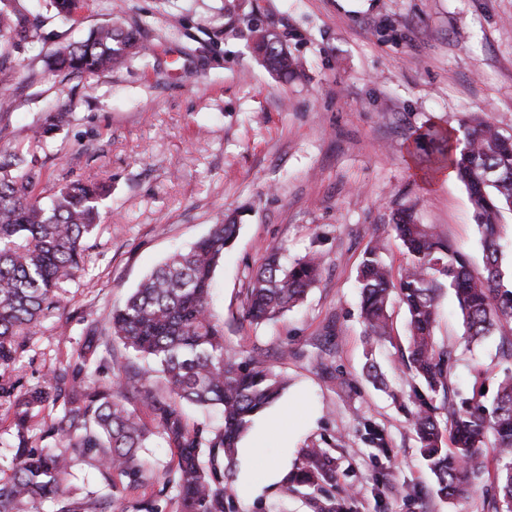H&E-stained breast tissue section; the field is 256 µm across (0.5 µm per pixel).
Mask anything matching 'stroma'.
<instances>
[{"label":"stroma","mask_w":512,"mask_h":512,"mask_svg":"<svg viewBox=\"0 0 512 512\" xmlns=\"http://www.w3.org/2000/svg\"><path fill=\"white\" fill-rule=\"evenodd\" d=\"M25 5L37 31L18 47L0 40L16 72L0 149L40 158L42 197L81 178L111 190L82 275L63 284L60 309L26 339L5 379L43 383L90 322L107 327L113 307L173 248L232 214L240 231L216 276L224 338L286 374L289 398L313 415L296 446L333 457L324 495L348 512H486L481 484L452 504L436 497L410 430L405 311L393 306L390 341L369 339L356 277L374 238L389 265H405L391 226L404 206L480 261L464 185L431 182L419 159L434 147L416 135L455 134L474 116L512 133V0H88L69 20L44 0ZM117 15L143 23L150 56L114 72L47 71L58 49ZM254 19L306 59L307 81L280 78L255 57ZM65 103L70 123L47 144L32 140L43 114ZM274 247L291 261L319 251L325 263L303 304L256 327L243 317L244 296ZM439 309L435 335L456 351L457 385L471 387L481 369L494 392L512 369L495 356L497 337L466 347L450 291ZM370 356L385 387L366 377ZM372 429L383 445L371 442ZM224 482L232 512H316L320 497L281 485L247 503L235 469Z\"/></svg>","instance_id":"1"}]
</instances>
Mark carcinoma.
<instances>
[{"label": "carcinoma", "instance_id": "carcinoma-1", "mask_svg": "<svg viewBox=\"0 0 512 512\" xmlns=\"http://www.w3.org/2000/svg\"><path fill=\"white\" fill-rule=\"evenodd\" d=\"M86 0H48L55 14L71 19ZM35 22L21 0H0V39H28ZM254 50L276 74L306 77L301 59L273 33L249 24ZM141 27L123 22L101 25L78 43L62 47L47 62L51 71L71 74L117 70L147 54ZM69 112L44 113L34 132L47 141L70 122ZM436 169L450 167L466 188L480 234L482 270L467 254L418 224L410 207L392 217L395 237L408 261L398 275L383 260L381 247L367 246L358 271L361 318L366 335L391 339L390 308L401 305L409 330L402 362L412 385L410 425L417 447L435 477V493L452 502L470 495L482 478L487 450L493 452L488 512H512V370L497 382L493 402L454 387L453 350L438 344L435 327L441 291H453L466 344L489 336L498 353L512 359V279L503 272V218L512 214V134L476 117L460 134L430 129ZM41 164L35 155L0 150V367L14 364L25 335L58 308L62 283L83 270L87 241L98 226L105 185L90 180L62 184L49 202L36 189ZM239 225L227 218L185 250L173 252L123 305L113 309L104 336L90 324L74 363L56 367L46 384L17 390L0 385V398L13 410L17 443L12 474L0 478V512H41L44 501L55 512H124V492L146 483L142 449L159 434L174 450L175 466L163 487L177 492L178 512H226L224 465L235 464L239 440L254 417L288 388V377L254 357L242 359L224 343V322L211 308L213 282ZM323 257L314 252L292 263L273 249L251 277L245 317L261 326L300 304L318 281ZM117 343L141 365L126 364L103 385H85L88 366L101 340ZM165 394L152 386L154 375ZM136 398L153 416L142 421L127 407ZM51 406L45 434L51 448L30 446V418ZM218 409L223 423L206 430L188 422L185 408ZM93 465L109 493L78 495L68 478L80 462ZM332 459L322 448L301 450L293 477L318 488L330 476Z\"/></svg>", "mask_w": 512, "mask_h": 512}]
</instances>
